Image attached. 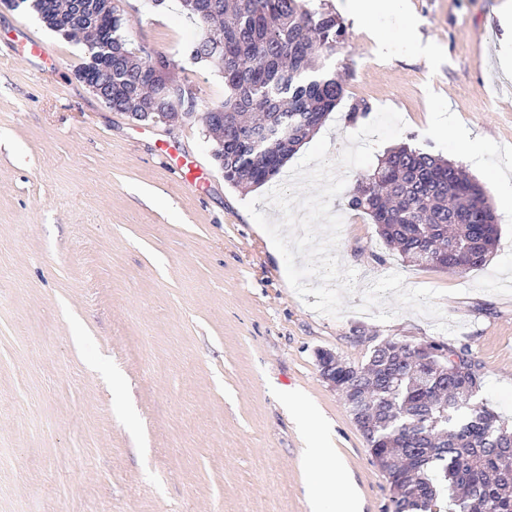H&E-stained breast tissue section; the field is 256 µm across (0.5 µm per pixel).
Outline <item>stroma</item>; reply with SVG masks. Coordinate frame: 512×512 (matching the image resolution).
Here are the masks:
<instances>
[{
	"label": "stroma",
	"instance_id": "1",
	"mask_svg": "<svg viewBox=\"0 0 512 512\" xmlns=\"http://www.w3.org/2000/svg\"><path fill=\"white\" fill-rule=\"evenodd\" d=\"M343 44L328 55L345 98L319 128L337 158L349 134L389 106L398 144L435 151L424 131L434 90L471 136L512 145V0H407L357 23L346 0ZM134 45L166 55L196 95L191 115L137 123L76 76L83 42L0 0V512H314L306 450L335 449L358 512H384L390 484L344 396L315 354L365 364L383 341L467 346L481 366L477 404L512 428V296L474 290L512 249L507 218L484 266L418 267L380 239L369 216L337 196V256L358 286L391 272L443 291L456 333L404 310L387 322L347 297L338 318L311 310L289 286L282 256L245 209L273 220L211 156L201 117L224 81L184 53L199 28L179 0H121ZM46 45L13 48L17 27ZM368 105L349 119L348 107ZM194 155L203 189L183 187L161 149ZM146 351H139V339Z\"/></svg>",
	"mask_w": 512,
	"mask_h": 512
}]
</instances>
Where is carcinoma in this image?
I'll list each match as a JSON object with an SVG mask.
<instances>
[{"label":"carcinoma","instance_id":"cac0c4a2","mask_svg":"<svg viewBox=\"0 0 512 512\" xmlns=\"http://www.w3.org/2000/svg\"><path fill=\"white\" fill-rule=\"evenodd\" d=\"M29 0L51 29L72 0ZM94 26L84 32L88 54L112 68L115 112H148L164 122L195 104L173 100L167 83L135 84L148 60L132 47L123 10L84 0ZM203 32L190 54L224 79V125L205 128L224 180L246 190L278 175L297 146L345 97L335 75L317 60L342 44L346 29L325 0H181ZM112 41V51L100 44ZM351 210L376 224L386 246L426 266V250H456L438 266L464 273L481 267L497 241L495 220L481 185L459 166L409 145L386 152L373 173L346 197ZM345 396L371 456L393 491L391 512H435L448 492V512H512V431L486 406L470 408L483 386L468 347L387 340L367 362L336 364Z\"/></svg>","mask_w":512,"mask_h":512}]
</instances>
